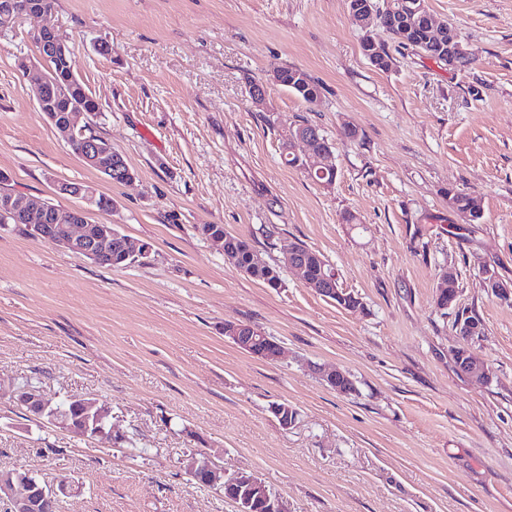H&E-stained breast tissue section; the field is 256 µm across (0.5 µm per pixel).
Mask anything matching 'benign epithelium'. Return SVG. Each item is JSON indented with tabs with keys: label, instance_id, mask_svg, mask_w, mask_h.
<instances>
[{
	"label": "benign epithelium",
	"instance_id": "1",
	"mask_svg": "<svg viewBox=\"0 0 512 512\" xmlns=\"http://www.w3.org/2000/svg\"><path fill=\"white\" fill-rule=\"evenodd\" d=\"M350 13L362 28L369 27L368 19L375 17L369 0H351ZM41 14V0H0V30L13 28L18 22H27L31 41L41 49L40 68L33 76V84L41 90L39 110L54 126L58 134L67 142L76 156L84 163L96 167L107 180H112V150L108 149L94 134H85L82 127L77 126L74 115L84 108L74 100L75 88L78 84L73 74L70 61L67 59L68 45L65 38L52 23L51 18L37 20ZM472 58L468 42L461 34H456L449 43L447 54L448 68H455L461 58ZM63 59L66 74L58 76L52 61ZM56 193L78 200L71 208L54 207L48 201L16 196L12 193L0 194V213L16 216L24 221L31 236L54 241L68 252L83 256L95 264H104L112 258V239L120 237L112 224H96L90 220L97 212H110L114 202L107 200L97 202V193L80 183L64 181L54 182ZM55 215L59 222L65 224L63 233L52 232L47 224L50 215ZM284 264L302 274L308 269L309 262L298 248L292 246L283 253ZM302 283L313 289L327 300L342 299L343 288L338 278L330 273L316 278H301ZM483 286L501 300H512V283H506L490 271H485ZM458 335L468 341L480 332V327L469 318V314H459L457 321ZM224 339L233 343L254 357L265 361H280L285 355L284 347L268 336L265 332L251 326L228 322L224 324ZM458 367L463 374L476 381L487 382L491 379L488 365L477 356H463L454 353ZM323 380L337 392L346 394L352 386L350 375L342 370L321 369ZM14 398L24 405L28 412L39 418H45L55 427L65 431L76 429L71 414L61 409L59 404L46 398L38 389L18 387ZM73 405L82 410L81 429L92 434V437L112 438V432L98 426L99 420L109 415L107 407H99L93 398L72 400ZM190 475H201L207 486L216 490H224V485H236L244 492L238 505V512H247L253 501L252 491L263 487L257 475L249 476L243 472L228 475L211 460L210 455L201 452L187 460ZM78 492L76 484L69 479H60L54 484H47L39 479L18 470L0 474V499L7 500L11 512H58L61 498Z\"/></svg>",
	"mask_w": 512,
	"mask_h": 512
}]
</instances>
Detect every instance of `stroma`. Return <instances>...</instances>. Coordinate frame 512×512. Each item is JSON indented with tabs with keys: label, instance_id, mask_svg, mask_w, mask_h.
Returning <instances> with one entry per match:
<instances>
[{
	"label": "stroma",
	"instance_id": "stroma-1",
	"mask_svg": "<svg viewBox=\"0 0 512 512\" xmlns=\"http://www.w3.org/2000/svg\"><path fill=\"white\" fill-rule=\"evenodd\" d=\"M428 4L468 40V68L355 28L347 0H55L73 72L100 104L79 122L124 154L136 178L123 185L39 111L27 25L0 32L5 190L67 208L54 181L91 185L115 203L95 222L152 248L109 269L0 225V470L74 480L82 491L61 512H237L187 474L200 451L256 473L289 512H512V301L483 286L487 269L512 282V0ZM367 38L390 70L364 56ZM288 66L318 85L317 105L270 83ZM304 120L334 146L331 187L281 158ZM450 186L480 198L481 223L449 209ZM204 224L251 239L281 288L225 261ZM291 244L320 253L361 309L283 267ZM445 269L449 309L435 302ZM460 311L484 324L469 345L487 383L456 368ZM228 322L273 336L285 358L225 341ZM322 367L347 372L355 393ZM25 380L55 402L97 398L122 442L30 418L11 396ZM275 403L297 411L294 427Z\"/></svg>",
	"mask_w": 512,
	"mask_h": 512
}]
</instances>
